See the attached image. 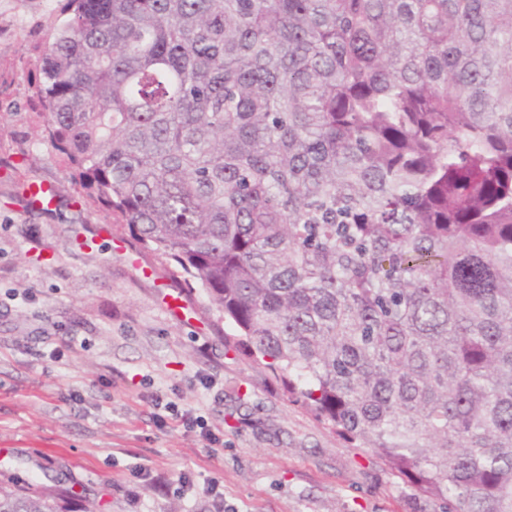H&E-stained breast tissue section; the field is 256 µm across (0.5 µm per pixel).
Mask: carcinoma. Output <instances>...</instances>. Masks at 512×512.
Here are the masks:
<instances>
[{
  "instance_id": "carcinoma-1",
  "label": "carcinoma",
  "mask_w": 512,
  "mask_h": 512,
  "mask_svg": "<svg viewBox=\"0 0 512 512\" xmlns=\"http://www.w3.org/2000/svg\"><path fill=\"white\" fill-rule=\"evenodd\" d=\"M70 2L34 101L88 197L441 512H512V0Z\"/></svg>"
}]
</instances>
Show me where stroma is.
I'll return each instance as SVG.
<instances>
[{
  "label": "stroma",
  "mask_w": 512,
  "mask_h": 512,
  "mask_svg": "<svg viewBox=\"0 0 512 512\" xmlns=\"http://www.w3.org/2000/svg\"><path fill=\"white\" fill-rule=\"evenodd\" d=\"M64 6L0 0V480L57 488L63 512H439L265 365L226 352L204 289L171 315L176 280L110 209L83 204L33 107ZM33 182L54 188L52 210L26 206ZM69 336L83 345L41 356ZM156 395L205 431L158 421Z\"/></svg>",
  "instance_id": "35a3bbf8"
}]
</instances>
